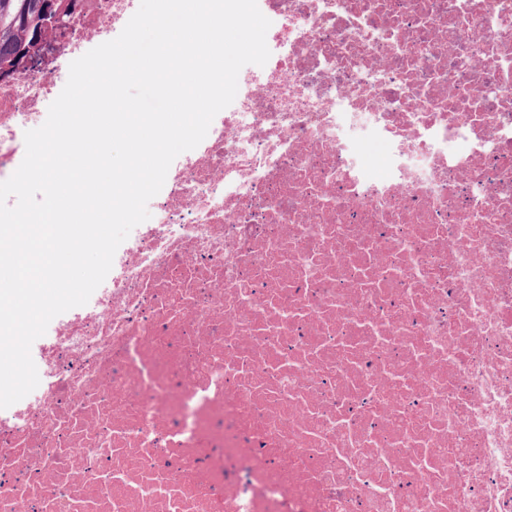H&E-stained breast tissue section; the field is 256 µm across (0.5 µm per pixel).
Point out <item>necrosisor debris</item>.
<instances>
[{"mask_svg":"<svg viewBox=\"0 0 512 512\" xmlns=\"http://www.w3.org/2000/svg\"><path fill=\"white\" fill-rule=\"evenodd\" d=\"M0 79V181L140 0ZM264 66L0 409V512H512V0H257Z\"/></svg>","mask_w":512,"mask_h":512,"instance_id":"1","label":"necrosis or debris"}]
</instances>
